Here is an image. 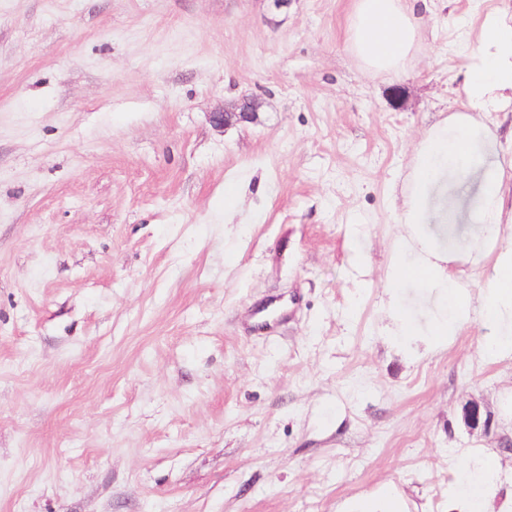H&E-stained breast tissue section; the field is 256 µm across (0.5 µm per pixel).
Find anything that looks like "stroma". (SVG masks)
I'll list each match as a JSON object with an SVG mask.
<instances>
[{
    "mask_svg": "<svg viewBox=\"0 0 512 512\" xmlns=\"http://www.w3.org/2000/svg\"><path fill=\"white\" fill-rule=\"evenodd\" d=\"M351 5L0 0V512H448L476 451L512 490V359L476 319L410 359L382 305L415 149L512 0H430L397 75ZM478 204L448 177L420 231L456 250ZM257 108V100L253 97L245 96L239 105V112H214L211 113L210 118L215 126L224 127L233 124V122L252 120ZM345 512H402L398 500L390 495L353 500Z\"/></svg>",
    "mask_w": 512,
    "mask_h": 512,
    "instance_id": "1",
    "label": "stroma"
}]
</instances>
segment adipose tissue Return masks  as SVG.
<instances>
[{"instance_id": "1", "label": "adipose tissue", "mask_w": 512, "mask_h": 512, "mask_svg": "<svg viewBox=\"0 0 512 512\" xmlns=\"http://www.w3.org/2000/svg\"><path fill=\"white\" fill-rule=\"evenodd\" d=\"M423 19L412 0H354L347 44L366 68L398 74L414 50ZM465 105L451 123L428 131L414 156L413 187L404 201V234L394 243L387 284V308L391 322L386 334L407 353L420 354L447 346L479 310L490 341L483 346L491 359L512 358V246L490 260L479 290L466 288L451 267V256L433 248L420 235L426 223L433 187L448 173V164L462 162L458 174H480V216L483 236L497 237L503 220L504 163L478 172L474 140L481 123L479 114L495 111L512 99V24L500 12L487 13L480 25L475 50L468 56L464 82ZM418 279L430 288L437 312L428 327H419L401 307L400 287L406 279ZM475 481L471 488L450 489L451 512H512V493L501 491L498 463L489 457L471 460Z\"/></svg>"}]
</instances>
